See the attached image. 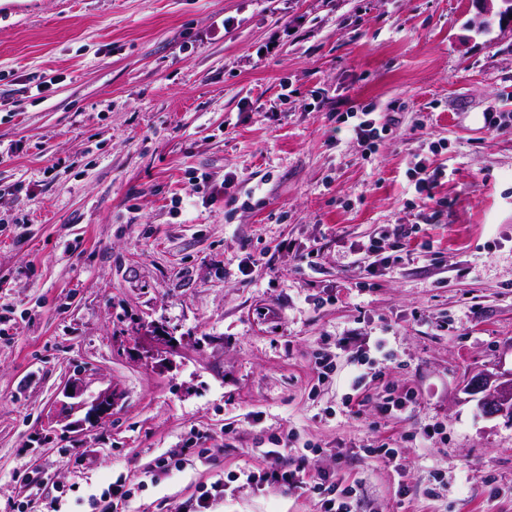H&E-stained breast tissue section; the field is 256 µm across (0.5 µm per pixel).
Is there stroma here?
Listing matches in <instances>:
<instances>
[{
  "label": "stroma",
  "mask_w": 512,
  "mask_h": 512,
  "mask_svg": "<svg viewBox=\"0 0 512 512\" xmlns=\"http://www.w3.org/2000/svg\"><path fill=\"white\" fill-rule=\"evenodd\" d=\"M475 14L0 0V512H86L121 476L123 512H188L263 468L273 435L292 438L284 464L353 485L357 512H512V420L466 389L512 376V125L483 120L512 113V26ZM278 18L300 25L261 55ZM368 104L397 122L372 151L352 132ZM419 160L443 172L433 214ZM149 324L176 337L173 367L146 357ZM364 353L389 360L355 391ZM71 379L87 399L114 389L111 415L82 424ZM407 388L400 419L380 414ZM435 425L444 440L410 442ZM384 442L398 469L366 457ZM190 446L206 456L153 476ZM211 510L319 506L237 481ZM416 399V394L411 390H406L397 396L389 393L387 396H383L379 402V411L384 416L397 418L399 415L403 414Z\"/></svg>",
  "instance_id": "35a3bbf8"
}]
</instances>
